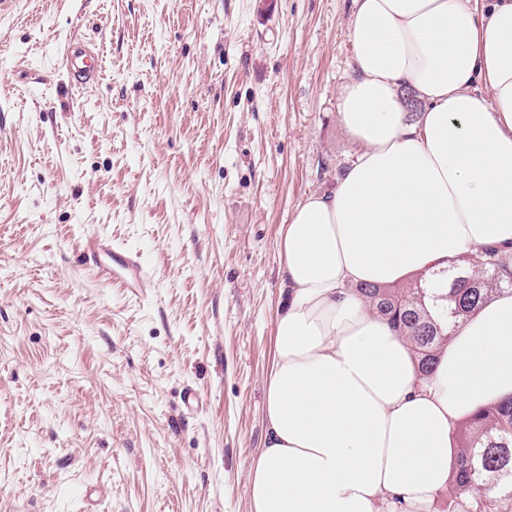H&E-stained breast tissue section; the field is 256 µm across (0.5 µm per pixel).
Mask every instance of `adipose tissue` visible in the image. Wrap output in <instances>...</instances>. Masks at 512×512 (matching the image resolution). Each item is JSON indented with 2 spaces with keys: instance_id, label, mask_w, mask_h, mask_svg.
Returning <instances> with one entry per match:
<instances>
[{
  "instance_id": "obj_1",
  "label": "adipose tissue",
  "mask_w": 512,
  "mask_h": 512,
  "mask_svg": "<svg viewBox=\"0 0 512 512\" xmlns=\"http://www.w3.org/2000/svg\"><path fill=\"white\" fill-rule=\"evenodd\" d=\"M349 37L339 120L357 151L281 233L252 512H428L454 427L512 396V291L468 317L426 376L355 293L480 246L512 254V0H353ZM404 87L420 102L411 119Z\"/></svg>"
}]
</instances>
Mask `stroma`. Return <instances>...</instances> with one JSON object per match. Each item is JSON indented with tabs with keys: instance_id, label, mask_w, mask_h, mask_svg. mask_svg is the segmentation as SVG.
<instances>
[{
	"instance_id": "stroma-1",
	"label": "stroma",
	"mask_w": 512,
	"mask_h": 512,
	"mask_svg": "<svg viewBox=\"0 0 512 512\" xmlns=\"http://www.w3.org/2000/svg\"><path fill=\"white\" fill-rule=\"evenodd\" d=\"M351 12L0 0V512H251L280 235L356 152ZM89 235L141 254L140 296ZM93 54L94 51L87 45L70 44L66 47V67L77 84H88L98 77ZM79 259L94 266L100 277L122 284L134 292L144 288L148 279L147 269L136 251L112 246V242L98 235L87 237L79 250Z\"/></svg>"
}]
</instances>
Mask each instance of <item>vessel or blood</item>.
Masks as SVG:
<instances>
[{
  "instance_id": "obj_1",
  "label": "vessel or blood",
  "mask_w": 512,
  "mask_h": 512,
  "mask_svg": "<svg viewBox=\"0 0 512 512\" xmlns=\"http://www.w3.org/2000/svg\"><path fill=\"white\" fill-rule=\"evenodd\" d=\"M66 67L77 84L93 82L98 76L93 51L86 45H69L65 49ZM83 264L96 268L100 277L122 284L128 290L144 287L148 272L138 252L114 247L106 238L87 237L80 250Z\"/></svg>"
}]
</instances>
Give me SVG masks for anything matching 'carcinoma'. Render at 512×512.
Here are the masks:
<instances>
[{"instance_id":"carcinoma-1","label":"carcinoma","mask_w":512,"mask_h":512,"mask_svg":"<svg viewBox=\"0 0 512 512\" xmlns=\"http://www.w3.org/2000/svg\"><path fill=\"white\" fill-rule=\"evenodd\" d=\"M512 287V256L479 248L442 278L356 289L418 355L420 374L431 372L454 329L503 287ZM452 481L465 493L463 512H512V397L460 424Z\"/></svg>"}]
</instances>
